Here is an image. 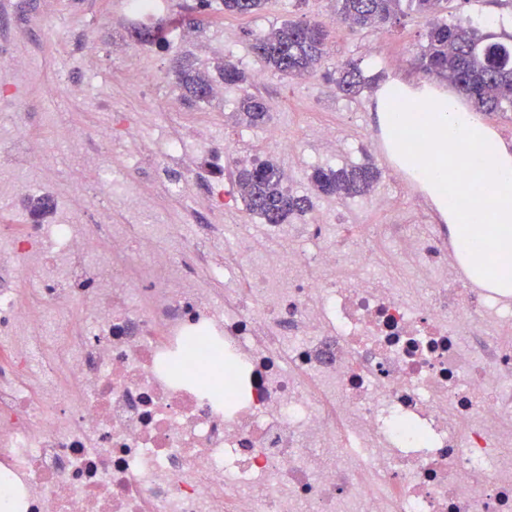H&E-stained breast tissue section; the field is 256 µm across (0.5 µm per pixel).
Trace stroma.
Instances as JSON below:
<instances>
[{
    "instance_id": "35a3bbf8",
    "label": "stroma",
    "mask_w": 512,
    "mask_h": 512,
    "mask_svg": "<svg viewBox=\"0 0 512 512\" xmlns=\"http://www.w3.org/2000/svg\"><path fill=\"white\" fill-rule=\"evenodd\" d=\"M195 0H169L153 27L181 30L178 44H140L131 36L124 0H0V225L27 224L28 202L51 193L63 201L84 193L94 210L109 223L181 224L185 235L201 236L204 225L220 224L227 238L241 233L259 236L260 220L244 208L237 190L238 168L271 159L288 175V188L297 195L311 191L313 167L341 168L366 162L381 167L382 177L372 192L361 197H321L311 213L291 219L289 231L323 215L331 240H344L363 225H402L417 234L419 225L435 221L416 192L400 189L394 172L385 168L372 143L379 130L377 92L370 89L354 98L336 94L331 77L339 61L356 60L367 75L400 78L418 86L444 88L445 80L429 79L413 57L425 41L431 17L416 13L398 16L385 30L355 32L336 22L332 0H267L262 11L230 16L209 11L203 26L190 25L185 14ZM442 18L474 23L484 32L512 36V0H445ZM322 23L330 32L327 60L321 75L309 80L284 79L266 73L253 53L254 39L286 20ZM189 60L205 74L214 92L208 101L187 100L176 83L174 67ZM233 61L249 75L248 88L225 85L219 68ZM259 96L269 112L267 124L249 127L236 118L242 92ZM163 111H155L154 99ZM25 113L24 125L12 115ZM139 129L140 139L115 140L101 145L102 157L113 161L146 150L140 174L127 183L144 207L130 214L115 197L106 199L94 189L95 171L88 137L111 129L117 118ZM318 125L335 128L336 153H327L313 139ZM79 133L74 142L58 137L62 128ZM279 128L287 147L268 139ZM191 130L207 134L208 143L188 141L183 156L160 157L166 137ZM47 151L37 167L15 164L24 145ZM229 150L224 161L225 200L212 193L215 179L208 165L210 151ZM183 179V192H168L166 178ZM372 265L366 272L383 276L401 288L427 289L430 274L419 270L390 241L376 237Z\"/></svg>"
}]
</instances>
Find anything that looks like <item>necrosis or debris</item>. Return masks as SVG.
I'll return each instance as SVG.
<instances>
[{"mask_svg":"<svg viewBox=\"0 0 512 512\" xmlns=\"http://www.w3.org/2000/svg\"><path fill=\"white\" fill-rule=\"evenodd\" d=\"M382 232L442 273L408 301L363 272ZM1 224L0 512H512V315L458 287L441 242L400 225L251 262L167 228ZM238 268L233 298L199 287ZM206 335L235 369L224 407L174 378Z\"/></svg>","mask_w":512,"mask_h":512,"instance_id":"4bbe7bcc","label":"necrosis or debris"}]
</instances>
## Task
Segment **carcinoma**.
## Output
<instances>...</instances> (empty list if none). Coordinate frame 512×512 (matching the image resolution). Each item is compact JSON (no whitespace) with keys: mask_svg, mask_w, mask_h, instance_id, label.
<instances>
[{"mask_svg":"<svg viewBox=\"0 0 512 512\" xmlns=\"http://www.w3.org/2000/svg\"><path fill=\"white\" fill-rule=\"evenodd\" d=\"M336 18L352 28L383 29L399 15L410 11L434 14L442 0H334ZM266 0H220L218 10L226 15L256 14ZM327 32L309 21H287L258 37L252 43L253 53L271 71L284 78L310 79L323 67L326 57ZM419 69L448 80L457 92L467 98L474 109L488 115L512 112V43L494 40L470 24L450 25L444 21L432 24L426 41L415 57ZM224 83H248L246 72L237 64L226 62L220 67ZM179 88L196 102L210 97V81L181 65L176 70ZM377 77H366L355 60L336 67V92L354 97ZM240 120L259 126L268 120L265 104L246 93L238 106ZM381 177L371 164L349 168L315 167L309 182L318 197H357L371 191ZM284 170L270 160L255 161L238 170L236 185L245 210L264 224H284L292 216L305 214L311 199L291 193Z\"/></svg>","mask_w":512,"mask_h":512,"instance_id":"1","label":"carcinoma"}]
</instances>
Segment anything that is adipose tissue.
<instances>
[{
  "mask_svg": "<svg viewBox=\"0 0 512 512\" xmlns=\"http://www.w3.org/2000/svg\"><path fill=\"white\" fill-rule=\"evenodd\" d=\"M378 98L391 154L440 205L468 274L512 296V144L455 89L429 93L395 79Z\"/></svg>",
  "mask_w": 512,
  "mask_h": 512,
  "instance_id": "1",
  "label": "adipose tissue"
}]
</instances>
